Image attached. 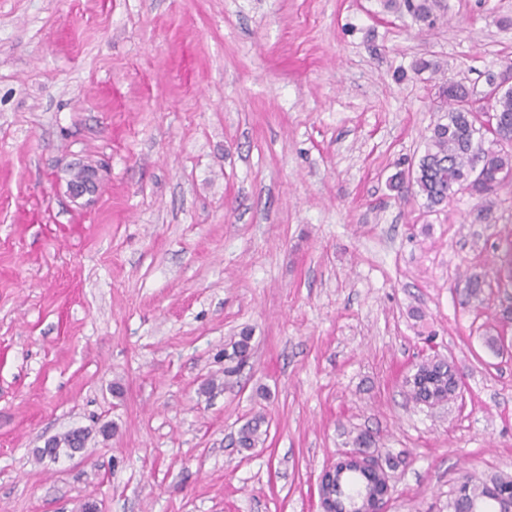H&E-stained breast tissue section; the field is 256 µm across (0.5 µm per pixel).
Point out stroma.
<instances>
[{
    "mask_svg": "<svg viewBox=\"0 0 512 512\" xmlns=\"http://www.w3.org/2000/svg\"><path fill=\"white\" fill-rule=\"evenodd\" d=\"M436 13L0 0V512H319L348 430L391 460L385 512H448L461 474L512 473V180L433 211L389 187L440 80L512 77V0ZM80 165L96 189L76 200ZM434 353L465 390L431 409L403 381ZM75 429L80 452L37 459ZM251 340L252 336L247 332H242L240 336H238V339L233 341L231 352L224 351V357L228 362L230 364L234 363V365H230L224 369L225 377L232 376V374L239 371L240 368L247 363L252 350ZM263 424H265V418L262 415L255 416L243 424L238 431V445L245 449L254 448L261 440L262 434L267 431L265 429L264 432H261Z\"/></svg>",
    "mask_w": 512,
    "mask_h": 512,
    "instance_id": "stroma-1",
    "label": "stroma"
}]
</instances>
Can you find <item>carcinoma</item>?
<instances>
[{
  "label": "carcinoma",
  "instance_id": "1",
  "mask_svg": "<svg viewBox=\"0 0 512 512\" xmlns=\"http://www.w3.org/2000/svg\"><path fill=\"white\" fill-rule=\"evenodd\" d=\"M435 0H385L384 9L398 12L406 10L416 21L427 25L436 22ZM470 91L459 82H443L440 96L446 100L445 114L431 129L425 140V149L417 165L395 173L390 183L398 188L409 179L417 187V193L434 208L446 205L451 194L467 190L478 195L494 192L499 185L512 179V155L483 149L484 134L476 127V116L472 114L467 98ZM491 111L499 117L500 125L512 134V88L501 90L491 97ZM496 277L504 287H512V237L506 238V250ZM252 336L243 332L233 341L231 350L224 352L230 366L224 369L229 377L240 370L252 350ZM434 378L430 388H423L411 378H406L409 397L417 404L428 407L453 396L448 390V372L453 367L439 356L426 359ZM265 418L258 415L248 420L238 431L237 443L250 449L261 440V427ZM349 443L354 448H372L377 439L367 432H348ZM369 486L346 466L336 468V484L333 494L337 512H359V493L367 492ZM512 505V475L498 474L480 479L464 474L452 491L448 501L449 512H507Z\"/></svg>",
  "mask_w": 512,
  "mask_h": 512
}]
</instances>
